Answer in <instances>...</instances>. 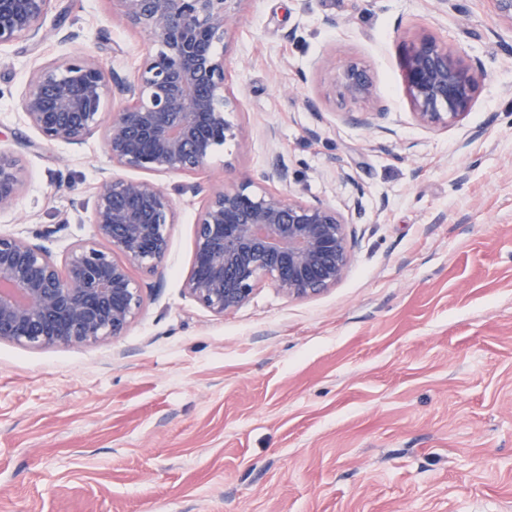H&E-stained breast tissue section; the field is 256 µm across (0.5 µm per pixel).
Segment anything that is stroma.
<instances>
[{
	"instance_id": "35a3bbf8",
	"label": "stroma",
	"mask_w": 512,
	"mask_h": 512,
	"mask_svg": "<svg viewBox=\"0 0 512 512\" xmlns=\"http://www.w3.org/2000/svg\"><path fill=\"white\" fill-rule=\"evenodd\" d=\"M111 15V0H54L42 38L0 47V148L22 167L0 233L57 259L93 238L111 164L98 136L45 143L19 99L45 61L134 70L151 46ZM419 33L482 71L445 128L411 111ZM322 56L370 68L384 132ZM226 61L246 144L148 174L199 192L178 198L163 270L132 268L126 336L0 343V512H512V26L490 0H247ZM276 156L289 180L266 189L350 213L351 269L315 297L266 284L215 315L184 287L195 216Z\"/></svg>"
}]
</instances>
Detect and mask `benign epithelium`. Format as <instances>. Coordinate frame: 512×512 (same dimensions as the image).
Instances as JSON below:
<instances>
[{"instance_id": "obj_1", "label": "benign epithelium", "mask_w": 512, "mask_h": 512, "mask_svg": "<svg viewBox=\"0 0 512 512\" xmlns=\"http://www.w3.org/2000/svg\"><path fill=\"white\" fill-rule=\"evenodd\" d=\"M53 0H0V46L38 36ZM245 0H112V15L143 33L152 51L132 75L106 72L91 55L38 65L21 99L28 122L47 143L81 145L102 136L112 164L158 175L206 168L229 140L244 145L239 110L226 85L225 46ZM344 95L368 104L361 123L379 126L386 108L367 66L321 57ZM403 71L412 113L446 128L470 111L481 72L430 33L411 37ZM126 100L108 111L110 97ZM19 160L0 150V212L14 208ZM269 174L212 190L197 213L188 294L217 316L231 314L270 283L303 299L340 283L352 262L348 218L336 207L267 191ZM156 183L112 176L96 195L93 238L61 260L26 239L0 234V342L29 348L95 345L127 334L143 304L132 266L157 272L177 221L176 196Z\"/></svg>"}]
</instances>
